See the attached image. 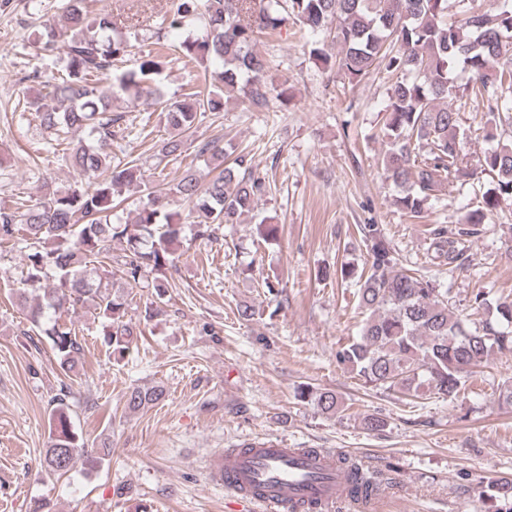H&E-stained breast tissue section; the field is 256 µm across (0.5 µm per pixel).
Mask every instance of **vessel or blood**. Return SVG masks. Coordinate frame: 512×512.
I'll list each match as a JSON object with an SVG mask.
<instances>
[{"label":"vessel or blood","mask_w":512,"mask_h":512,"mask_svg":"<svg viewBox=\"0 0 512 512\" xmlns=\"http://www.w3.org/2000/svg\"><path fill=\"white\" fill-rule=\"evenodd\" d=\"M337 458L332 449L310 456L271 437L250 448L218 452L207 473L212 484L235 498L242 512H299L304 506L312 512H329L336 504L353 501Z\"/></svg>","instance_id":"vessel-or-blood-1"}]
</instances>
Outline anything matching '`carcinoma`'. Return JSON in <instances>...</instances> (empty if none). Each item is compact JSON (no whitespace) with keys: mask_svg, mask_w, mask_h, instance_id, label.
<instances>
[{"mask_svg":"<svg viewBox=\"0 0 512 512\" xmlns=\"http://www.w3.org/2000/svg\"><path fill=\"white\" fill-rule=\"evenodd\" d=\"M83 2L67 0L63 23L47 24L43 34V49H59L64 55V72L50 92L52 104L36 97L26 100L25 108L47 129L86 131L94 138L92 148L81 141L68 148V160L87 182L0 207V248L21 244L26 249L22 287L10 289L9 295L24 306L36 300L32 323L67 375L78 373L81 345L63 318L77 306L92 302L100 318V342L118 363L138 334L130 315V290L148 281L158 300L166 296V271L177 260L173 245L183 228L179 214L167 209L170 197L187 203L188 216L198 224H238L266 190L264 179L239 155L206 185L189 168L173 185L149 192L134 223L112 221L113 198L145 181L136 161H113L112 143L125 128L123 115L112 114V101L120 95L136 100L147 88L157 93L172 61L201 66L208 74V84L191 87L183 99L157 100L169 130L160 154L174 159L192 147L188 134L198 113L224 111L236 93L257 110L269 108L274 97L288 96V89L278 91L264 80L267 60L255 43L290 17L336 43L339 50L332 55L313 41L310 54L351 85L382 71L391 79L384 107L383 174L396 189V204L412 217L438 199L449 178L474 175L464 164L468 135L460 128L455 101L481 100L499 125L512 126V98L504 95V88L512 90V0H494L491 8L466 0L460 19L448 17V0H177L162 24L178 32L198 22L201 35L177 44L157 41L134 68L123 70L118 64L131 53L130 38L117 32L119 23L111 14L92 16ZM210 61L222 62L224 70L209 72ZM459 70L467 75L464 84L458 81ZM195 152L206 162L222 160L224 141H203ZM479 166L492 182L482 193L484 210L469 213L457 228L461 238L477 233L484 212L512 198V144L484 150ZM358 233L370 267L357 296L369 316L359 336L336 350L339 364L371 387L409 397L429 392L451 398L491 356L512 354V302L496 309L495 323L473 328L449 305L448 292L438 288L435 275L398 266L381 225L360 224ZM446 234L443 229L433 232L441 266L458 257ZM116 241L126 244V255L115 272L110 260ZM50 277L54 286L43 287ZM166 397L160 384L134 386L126 393V407L136 412ZM314 401L326 415L340 409L330 390L315 392ZM50 424L52 441L43 459L50 473L61 477L78 467L96 473L112 455L105 443L85 447L62 398L52 409ZM339 468L354 494H372L373 483L351 458L341 457ZM487 499L494 512H512V478L488 485Z\"/></svg>","mask_w":512,"mask_h":512,"instance_id":"carcinoma-1","label":"carcinoma"}]
</instances>
